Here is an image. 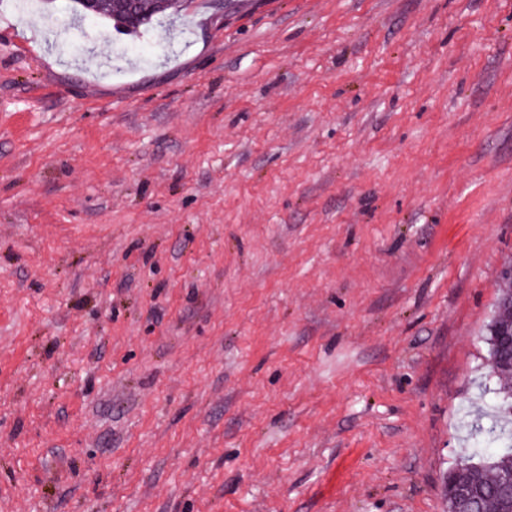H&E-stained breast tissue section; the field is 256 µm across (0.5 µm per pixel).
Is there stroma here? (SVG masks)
<instances>
[{
  "label": "stroma",
  "mask_w": 512,
  "mask_h": 512,
  "mask_svg": "<svg viewBox=\"0 0 512 512\" xmlns=\"http://www.w3.org/2000/svg\"><path fill=\"white\" fill-rule=\"evenodd\" d=\"M74 8L0 0V512H447L512 0ZM100 2V6L94 11L97 16H101L109 20L112 19L114 23L132 28L149 24L155 16L165 14L174 5L173 0H171L168 1L167 7L159 8L157 7V2L154 0H140L130 10L116 20L112 17L111 3L108 1Z\"/></svg>",
  "instance_id": "1"
}]
</instances>
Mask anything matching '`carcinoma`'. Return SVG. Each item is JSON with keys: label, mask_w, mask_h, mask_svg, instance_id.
Here are the masks:
<instances>
[{"label": "carcinoma", "mask_w": 512, "mask_h": 512, "mask_svg": "<svg viewBox=\"0 0 512 512\" xmlns=\"http://www.w3.org/2000/svg\"><path fill=\"white\" fill-rule=\"evenodd\" d=\"M173 7H157L156 0H138L130 10L115 23L137 28L149 24L157 15L166 13ZM503 286L499 288L492 319L486 327L485 343L488 347V360L501 366L496 377L505 381L502 394L512 398V343L508 332L512 330V264L508 263L502 271ZM482 447L476 453L486 455V461L474 463L465 460L458 464L449 475L461 484L478 487L482 492L479 507L484 512H512V489L507 480L512 478V434H505L499 422L494 421L487 428L477 429Z\"/></svg>", "instance_id": "carcinoma-1"}]
</instances>
